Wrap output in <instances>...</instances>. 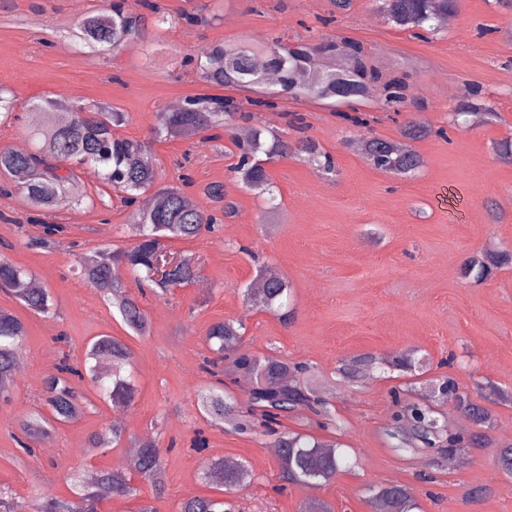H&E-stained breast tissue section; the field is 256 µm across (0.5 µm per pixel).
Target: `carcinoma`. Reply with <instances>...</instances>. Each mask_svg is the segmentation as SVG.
Segmentation results:
<instances>
[{"mask_svg": "<svg viewBox=\"0 0 512 512\" xmlns=\"http://www.w3.org/2000/svg\"><path fill=\"white\" fill-rule=\"evenodd\" d=\"M380 11L394 27L400 30L440 28L439 20L457 12L459 0H374ZM148 13L134 12L126 0H103V6L79 20L69 31L68 38L79 49L95 57L105 51L118 52L124 45L141 40L147 33V19L154 25H191L196 15L182 12L171 15L155 0H143ZM182 65L195 66L203 82L214 87L259 91L262 97L250 101L255 107H275L278 100L301 96L317 100L352 103L373 93L382 85L388 104L403 103L409 98L408 86L399 77H387L364 54L360 45L343 41L320 44L298 42L285 47L267 44L216 43L198 56L184 58ZM472 90L464 93L465 101L459 113L492 115L491 108L470 100ZM16 103L10 91L0 85V124L17 118ZM44 111L48 120L34 132L36 150L18 152L0 149V170L9 174L25 172L28 180L14 186L30 208L47 216L61 208H93L95 199L78 189L81 172L97 170L103 184L120 194V201L132 209V224L138 232L134 246L112 249L98 246L74 253L75 267L80 274L115 310L122 322L137 337L150 332V320L137 296L127 289L125 275L131 274L146 287L163 296L170 290L188 285L198 277L199 267L190 257L169 272L164 283L156 282L151 274V263L157 250L165 248L168 239L188 240L202 230H216V225L231 216L236 209L234 201L224 194V184L211 183L203 192L215 203L206 213L193 194L180 187L161 186L154 164L148 156V146L138 140L116 137L112 127L125 121V114L107 105L75 106L65 112L56 111L52 101ZM252 113L244 112L232 97L195 94L187 97L181 108L170 112L157 110L156 134L169 138H194L205 135L207 140H218L239 120L249 121ZM431 132V128L411 121L401 130L404 141L411 143ZM238 162L233 166L237 180L254 194L265 198L270 210L276 209L275 186L265 164L293 151L305 159L332 169L330 156L323 153L308 137L289 144L280 134L256 126L250 138L233 140ZM364 151L371 163L382 161L378 169L406 177L423 166V158L414 149L398 140L370 137L364 139ZM41 233L35 244L46 247L67 232V225L46 220L38 221ZM29 272L0 258V289L8 292L30 312L48 316L54 313L49 290L27 288ZM261 288L247 289L245 301L262 309L281 313L283 321L290 320L288 310L291 286L288 279L272 264L257 266ZM243 324L234 320L214 322L206 329L205 339L215 358L204 360L203 372L211 377L195 392L196 405L206 420L218 426H230L239 432H249L260 425L267 431L302 407L315 409L322 401L300 382L305 366L292 364L279 355L263 357L243 348ZM26 336L24 322L13 312L0 308V399L9 400L16 385V354ZM249 384L245 403L224 389V371ZM376 363L371 354H360L344 360L339 373L345 378H356ZM390 371L400 373L423 370L422 359L411 351L383 360ZM133 352L128 344L112 335L95 336L85 345L81 360L69 363L62 359L44 381L41 402L26 411L18 420L23 437L18 439L24 454L33 453L32 443L50 435L59 425L70 424L95 408L93 400L77 395L76 381L87 379L96 395L114 404L130 406L135 402L137 387L131 375ZM441 398L452 402L465 414H474L478 431L465 439L444 437L438 411L426 402H394L396 410L391 419L394 427L389 436L397 440V447L407 450L414 440L427 448H448V452L480 449L490 441L493 428L492 412L468 395L459 392L450 380L437 387ZM125 427L112 423L87 438L90 452L119 444L125 437ZM273 447L278 449L279 479L287 484L324 485L341 471L345 457L334 439H320L298 432L279 434ZM167 449L159 447L149 436L140 439L134 474L156 493L165 488L164 455ZM206 484L222 492H235L250 486L253 471L245 464L229 467L224 459L207 461L201 471ZM111 489L112 495L137 501L136 512H155L151 502L139 499L140 488L130 474L119 470H98L94 474L77 472L69 478V497H40L25 506L12 497L7 486L0 485V512H99L100 487ZM371 512H416L419 504L414 490L400 483L381 484L371 490ZM179 512H231L224 508V500L195 496L180 503Z\"/></svg>", "mask_w": 512, "mask_h": 512, "instance_id": "obj_1", "label": "carcinoma"}]
</instances>
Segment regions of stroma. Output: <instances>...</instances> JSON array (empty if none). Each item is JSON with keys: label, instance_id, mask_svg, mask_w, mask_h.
I'll return each mask as SVG.
<instances>
[{"label": "stroma", "instance_id": "1", "mask_svg": "<svg viewBox=\"0 0 512 512\" xmlns=\"http://www.w3.org/2000/svg\"><path fill=\"white\" fill-rule=\"evenodd\" d=\"M167 12L195 10L204 23L180 24L124 46L106 59L92 60L60 39L78 13L98 10L100 0H0V85L20 106L17 125L0 126V146L27 140L34 107L69 93L78 105L105 103L124 112L115 135L148 143L163 184L177 186L189 175L195 187L223 183L237 204L230 223L192 240H171L170 250L198 258L197 283L164 298L145 293L140 302L151 321L149 336L129 335L99 292L74 269L75 248L100 244L128 248L137 238L115 192L93 170L81 188L102 196L105 205L62 209L56 220L66 235L51 249L29 246L39 232L29 224L30 209L19 196H0V255L31 272L52 291L54 317L29 312L0 290V308L25 323L20 348L27 358L10 402H0V485L18 500L35 495L64 497L66 475L75 469L113 468L123 450L112 447L88 455L87 437L112 421L111 403L55 429L37 443L28 465L17 462L18 417L32 407L42 382L61 352L81 356L85 343L100 334L123 339L133 352L137 397L128 409L127 437L152 435L166 447L167 489L154 495L142 485L141 498L156 512H178L187 494L211 495L200 473L206 460L221 457L249 465L256 480L230 494L237 512H300L304 502L324 500L333 512H371L369 490L401 483L417 491L421 512H512V476L494 464L496 447L470 454L468 461L442 452L397 451L387 435L393 413L391 392L410 400L420 390L383 370L359 381L341 378L347 357L371 353L385 358L411 350L429 359L426 379L449 376L461 391L477 384L512 392V262L492 269L483 280L465 276L473 257L512 250V163L496 160L492 147L512 137V11L493 0H460L450 27L438 34H416L388 23L372 0H353L348 12L332 0H159ZM52 38L51 46L40 43ZM292 45L349 40L358 43L386 72L404 76L415 101L388 109L382 90L354 103L366 125L336 116L324 102L280 100L277 108H251L248 94L228 96L252 112L254 125L296 140L305 136L330 154L331 173L318 171L303 157L288 155L267 163L278 190L277 216L264 220L263 203L237 181L230 138L213 144L156 138V111L175 99L206 92L181 60L218 42ZM473 89L496 117L486 124L454 121L458 95ZM300 114L304 131L291 127ZM418 117L433 132L415 142L425 163L410 178L375 169L355 141L376 136L395 139L401 126ZM275 265L292 286L294 316L281 321L244 300L253 285L257 261ZM233 319L245 327L243 346L263 356L278 354L311 368L310 386L328 413L303 408L283 419L282 429L318 438H336L355 460L326 485L279 489L273 436L262 430L227 431L207 424L194 393L205 375L209 349L204 334L217 321ZM208 441L191 450L195 434ZM486 487L478 500L467 489Z\"/></svg>", "mask_w": 512, "mask_h": 512}]
</instances>
